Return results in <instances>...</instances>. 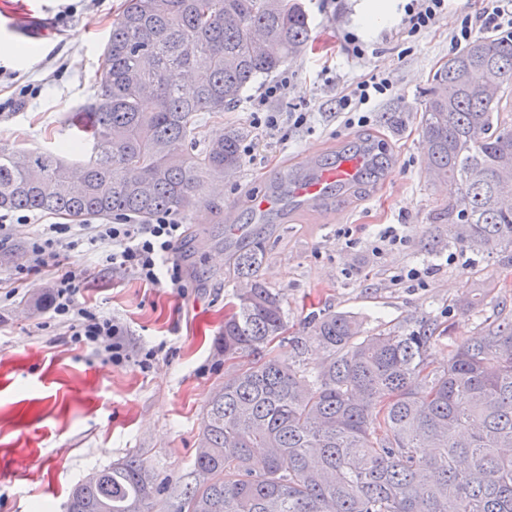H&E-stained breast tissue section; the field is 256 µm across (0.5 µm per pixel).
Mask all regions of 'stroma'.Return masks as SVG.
<instances>
[{
	"instance_id": "1",
	"label": "stroma",
	"mask_w": 512,
	"mask_h": 512,
	"mask_svg": "<svg viewBox=\"0 0 512 512\" xmlns=\"http://www.w3.org/2000/svg\"><path fill=\"white\" fill-rule=\"evenodd\" d=\"M305 2L311 40L285 65L291 86L275 108L300 105L313 115L310 126L262 134L251 127L242 101L201 113L196 135L203 143L216 131L241 128L255 145L235 176L225 178L218 198L235 204L248 227L238 245H262V277L282 294L289 333L304 344L299 352L278 342L273 353L285 362L299 353L316 367L323 353L312 342L309 321L333 311L358 317L369 334L435 319L446 333L431 346L430 359L433 366L446 365L454 346L491 313L486 307L460 315L454 307L459 296L489 286L512 306V266L487 252L449 251L448 225L439 214L450 187L421 165L420 120L431 76L455 52L450 33L461 15L481 11L483 2L450 0L447 15L412 44L397 39L392 23L363 29L360 0ZM124 3L0 0V43L17 49L0 56V101H20L15 110L0 112V147L40 152L70 138L66 121L99 90V58ZM13 27L27 29V36L6 38ZM349 32L367 43L364 59L351 57ZM371 70L388 75L393 88L369 125H344L334 114L336 99ZM368 147L384 165L364 174L344 199L262 216L252 211L256 195H287L309 163L326 164ZM56 221L51 214H31L13 226V247L0 254V512H66L76 485L131 456L170 488L152 512H176V490L195 479L204 406L231 371L218 342L225 306L241 282L228 272L224 227L205 209L188 223L171 255L185 275L182 294L112 271L99 253L71 257V266L89 273L76 303L125 328L132 358L115 365L52 319L47 274L20 283L13 278L29 238L39 225ZM385 224L403 225L405 243L377 247L375 236ZM413 267L421 270L420 280L406 279ZM152 348L157 356L141 370L138 361Z\"/></svg>"
}]
</instances>
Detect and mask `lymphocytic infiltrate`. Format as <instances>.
<instances>
[{"instance_id": "lymphocytic-infiltrate-1", "label": "lymphocytic infiltrate", "mask_w": 512, "mask_h": 512, "mask_svg": "<svg viewBox=\"0 0 512 512\" xmlns=\"http://www.w3.org/2000/svg\"><path fill=\"white\" fill-rule=\"evenodd\" d=\"M448 10L447 0H408L404 7L399 32L414 41L435 27ZM512 31V0H492L490 9L481 16L463 15L454 28L450 41L459 47L468 43L479 30ZM291 84L289 76L268 85L251 105L252 125L267 132L282 125L301 128L309 121L305 112H273L269 106L280 98ZM391 79L378 71H370L359 80L347 84L336 100V115L347 125H364L382 98L391 91ZM185 236V226L170 212L156 214L148 223H132L121 216L111 224H49L27 242V260L15 269L16 280L42 271L52 273L54 291L51 306L54 317L67 328L74 339H84L108 353L112 361H127L124 328L112 319L98 316L91 309L78 306L74 295L78 289L75 270L64 269L71 254L101 251L103 260L113 270L127 272L149 285L168 284L184 291L182 270L170 256Z\"/></svg>"}]
</instances>
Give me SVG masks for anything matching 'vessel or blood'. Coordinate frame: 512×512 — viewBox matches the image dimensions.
I'll return each instance as SVG.
<instances>
[{
    "label": "vessel or blood",
    "mask_w": 512,
    "mask_h": 512,
    "mask_svg": "<svg viewBox=\"0 0 512 512\" xmlns=\"http://www.w3.org/2000/svg\"><path fill=\"white\" fill-rule=\"evenodd\" d=\"M369 166V156L361 152L351 157H340L333 163L316 167L311 173L295 181L288 195V203L302 208L329 198L330 195L355 184L360 173Z\"/></svg>",
    "instance_id": "vessel-or-blood-1"
}]
</instances>
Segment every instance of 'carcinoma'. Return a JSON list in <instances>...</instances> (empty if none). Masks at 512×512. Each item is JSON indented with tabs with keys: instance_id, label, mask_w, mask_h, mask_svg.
<instances>
[{
	"instance_id": "obj_1",
	"label": "carcinoma",
	"mask_w": 512,
	"mask_h": 512,
	"mask_svg": "<svg viewBox=\"0 0 512 512\" xmlns=\"http://www.w3.org/2000/svg\"><path fill=\"white\" fill-rule=\"evenodd\" d=\"M200 2L126 0L100 92L62 145H89V157L0 148V209L86 224L218 208L242 135L222 130L198 148V116L303 51L311 22L301 0H208L207 19ZM432 84L421 137L428 169L456 187L448 248L512 265V31L470 41ZM263 260L258 245L230 249L247 287L224 314V361L253 363L207 403L179 512H512V308L497 302L442 369L428 361L435 323L366 336L357 317L325 312L311 324L326 359L310 372L264 356L287 322ZM160 491L129 457L78 484L68 512H151Z\"/></svg>"
}]
</instances>
